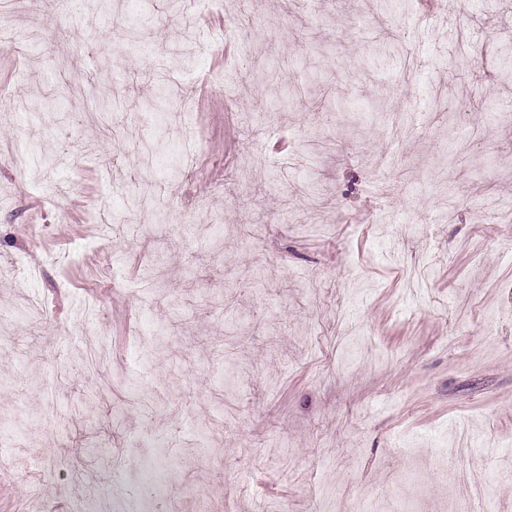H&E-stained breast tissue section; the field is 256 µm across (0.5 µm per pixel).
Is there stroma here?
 <instances>
[{"instance_id":"obj_1","label":"stroma","mask_w":512,"mask_h":512,"mask_svg":"<svg viewBox=\"0 0 512 512\" xmlns=\"http://www.w3.org/2000/svg\"><path fill=\"white\" fill-rule=\"evenodd\" d=\"M12 10L0 443L25 457L61 415L86 469L100 445L121 460L107 499L152 497L126 473L163 447L181 512H512V220L481 205L512 199V0ZM161 83L171 108H148ZM104 89L121 106L90 124ZM32 485L70 512L80 479H0V512Z\"/></svg>"}]
</instances>
